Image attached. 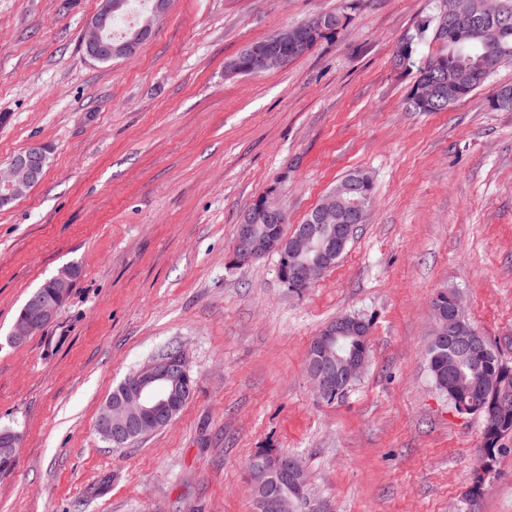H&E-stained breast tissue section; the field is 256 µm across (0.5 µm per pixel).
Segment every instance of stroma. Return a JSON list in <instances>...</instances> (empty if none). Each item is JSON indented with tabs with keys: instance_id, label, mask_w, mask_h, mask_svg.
Wrapping results in <instances>:
<instances>
[{
	"instance_id": "35a3bbf8",
	"label": "stroma",
	"mask_w": 512,
	"mask_h": 512,
	"mask_svg": "<svg viewBox=\"0 0 512 512\" xmlns=\"http://www.w3.org/2000/svg\"><path fill=\"white\" fill-rule=\"evenodd\" d=\"M99 0H0V170L34 143L41 181L0 208V426L21 435L0 512H254L258 451L297 457L334 512H457L482 455L427 369L430 303L462 292L512 363V64L448 111L411 112L400 43L437 0H172L140 52L81 48ZM343 29L260 75L224 65L320 12ZM361 169L375 192L308 288L278 257L232 263L236 228L274 191L289 224ZM80 275L54 322L7 336L28 295ZM369 321L368 360L335 401L306 373L330 321ZM178 352L195 392L121 449L96 421L112 389ZM481 512H512V435Z\"/></svg>"
}]
</instances>
